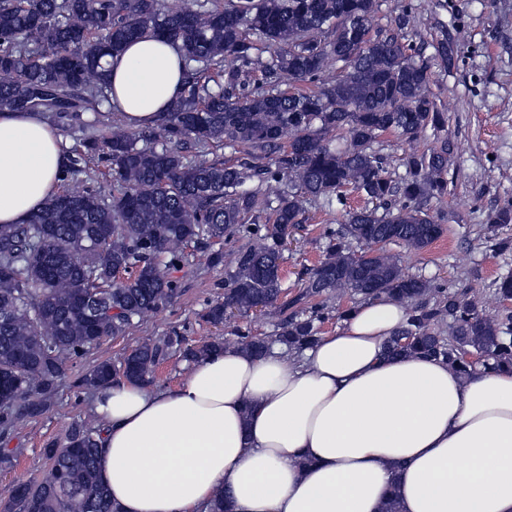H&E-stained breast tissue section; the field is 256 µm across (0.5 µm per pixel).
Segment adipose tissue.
<instances>
[{
    "instance_id": "adipose-tissue-1",
    "label": "adipose tissue",
    "mask_w": 512,
    "mask_h": 512,
    "mask_svg": "<svg viewBox=\"0 0 512 512\" xmlns=\"http://www.w3.org/2000/svg\"><path fill=\"white\" fill-rule=\"evenodd\" d=\"M183 53L146 35L108 65L130 127L156 124L183 92ZM65 149L38 112H0V224L58 190ZM408 317L389 296L342 328L262 356L224 346L174 388L115 381L92 409L98 470L117 512H512V369L463 375L421 354L385 357Z\"/></svg>"
}]
</instances>
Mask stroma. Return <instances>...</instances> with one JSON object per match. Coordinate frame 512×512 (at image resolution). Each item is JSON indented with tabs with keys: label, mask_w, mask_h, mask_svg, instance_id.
<instances>
[{
	"label": "stroma",
	"mask_w": 512,
	"mask_h": 512,
	"mask_svg": "<svg viewBox=\"0 0 512 512\" xmlns=\"http://www.w3.org/2000/svg\"><path fill=\"white\" fill-rule=\"evenodd\" d=\"M408 3L413 18L404 36L425 49L432 73L430 92L446 113L455 153L448 168V193L430 204L443 227L441 237L421 251L397 245L391 251L410 272L468 289L478 309L493 315L498 310L494 282L512 271V253L492 251L485 221L491 210L512 200V0H378L380 21L394 18ZM444 40L457 52L451 68L435 54ZM306 216L282 249V286L291 295L298 292L306 269L323 257L324 226L339 219L337 212L315 204L308 205ZM238 246L234 238L195 250L181 273L183 291L171 305L68 363L48 411L24 419L11 434L0 437V448L12 449L15 455L13 468L0 473V494L13 483L40 477L48 466L46 447L63 443L72 422L93 421V395L77 381L97 363L119 362L137 344L175 331L193 344L215 336L223 337L225 344H238L239 327L275 339L282 315L274 306L261 315L235 314L220 327L202 318L207 304L224 295L225 269L211 266L208 255L220 250L229 260Z\"/></svg>",
	"instance_id": "obj_1"
}]
</instances>
